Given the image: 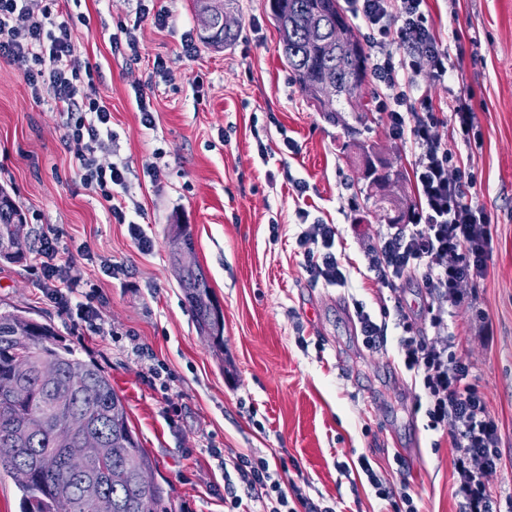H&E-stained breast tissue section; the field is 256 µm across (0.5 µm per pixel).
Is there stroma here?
<instances>
[{
  "instance_id": "obj_1",
  "label": "stroma",
  "mask_w": 512,
  "mask_h": 512,
  "mask_svg": "<svg viewBox=\"0 0 512 512\" xmlns=\"http://www.w3.org/2000/svg\"><path fill=\"white\" fill-rule=\"evenodd\" d=\"M167 27L136 21L133 0H82L74 8L77 55L97 65L112 109L114 139L102 163L128 168L136 207L110 221L83 187L61 119L32 97L20 71L0 61V186L22 209L28 237L19 260L0 258V310L51 323L59 344L81 349L109 375L154 464L173 512H224V462L238 452L268 460L282 484L296 483L334 512H390L358 466L367 456L420 512H457L448 434L428 428L414 405L422 390L403 366L395 330L380 348L363 344L349 311L394 291L421 331L429 298L416 280L387 288L364 251L386 226L365 204L360 146L403 172L393 191L416 206L411 146L388 135L381 112L336 124L294 83L268 0H233L236 40L222 51L184 55L199 36L192 0H164ZM429 18L454 65L416 81L452 123L448 100L466 99L479 144L446 135L473 172L469 197L494 226L484 275L465 284L448 324L470 362V380L499 425L500 460L486 476L492 496L512 498V0H428ZM137 25L139 59L112 50L121 25ZM163 58L167 74L153 68ZM151 99L145 129L136 89ZM292 140L296 151H287ZM163 168L162 183L151 167ZM304 184L297 196L294 183ZM336 225V250L350 272L343 286L311 282L296 244L299 209ZM152 237L137 248L129 222ZM188 226L194 258L224 311V346L201 336L172 264L171 231ZM52 229L59 257L95 291L96 315L75 320L47 297L35 270L40 233ZM164 363L167 385L146 379Z\"/></svg>"
}]
</instances>
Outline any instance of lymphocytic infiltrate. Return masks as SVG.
Returning <instances> with one entry per match:
<instances>
[{"label": "lymphocytic infiltrate", "mask_w": 512, "mask_h": 512, "mask_svg": "<svg viewBox=\"0 0 512 512\" xmlns=\"http://www.w3.org/2000/svg\"><path fill=\"white\" fill-rule=\"evenodd\" d=\"M372 51L377 105L386 116L392 139L414 149L412 174L419 204L412 223L389 225L376 245L365 252L367 267L381 283L419 279L432 296L426 307L433 336L417 330L403 307L381 306L372 316L363 303L355 312L368 348L384 340L381 322L394 318L406 371L420 381L428 426L448 432L456 450L455 496L459 512H512V498L494 502L483 480L499 460V427L484 398L469 383L470 365L448 331V309L463 300L462 286L481 276L493 241V226L484 209L468 200L471 177L455 162L444 142L443 120L427 89H416L423 67L444 79L452 64L447 47L429 22L426 0H348ZM405 46L394 55L393 44ZM0 61L15 65L35 98H49L63 119L64 138L79 163L81 181L104 204L109 217L125 223L127 207L115 198L126 189L125 166L102 164L99 150L111 142L112 111L97 91L99 71L74 48L73 16L66 0H0ZM299 218L308 216L299 210ZM332 224L307 223L297 236L308 278L328 285L346 281L333 247ZM53 230L42 234L39 271L49 286L47 296L63 313L86 320L93 316L94 294L83 291L81 279L58 259ZM240 488H228L227 512H240L244 501L259 503L264 512H294L297 501L308 512H333L311 505L297 485L283 487L262 457L237 453L232 458Z\"/></svg>", "instance_id": "obj_1"}]
</instances>
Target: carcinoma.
Listing matches in <instances>:
<instances>
[{"label": "carcinoma", "mask_w": 512, "mask_h": 512, "mask_svg": "<svg viewBox=\"0 0 512 512\" xmlns=\"http://www.w3.org/2000/svg\"><path fill=\"white\" fill-rule=\"evenodd\" d=\"M193 2L195 10L207 11L213 18L212 33L204 43L218 50L230 45L237 32L224 25V0ZM269 10L281 36L284 62L303 93L313 96L331 78L337 100L350 104L360 98L369 76L368 56L340 0H269ZM315 24L316 42L310 38ZM394 176L385 162L373 172L365 168L362 173L366 200L385 212L389 224H399L404 217L402 200L387 193ZM22 236L21 210L0 188V257L21 259L22 253L13 251V246ZM179 281L199 332L220 337L215 345L223 346L224 325L213 317L212 290L204 271L198 266L183 269ZM20 334L30 338L23 356L16 352ZM47 363L60 370L51 385L40 379V369ZM15 381L23 384L24 395L19 398L10 393ZM73 413L86 415L90 432L100 434L106 447L116 449L108 460L91 468V474L112 493L114 512H143L149 501L159 512H168L160 485L146 494L130 476L132 470H153L152 461L105 371L84 359L81 350L58 344L52 325L0 311V471L13 476L19 468L29 470V480L17 482L23 512H53L55 499L64 493L73 497L74 512H93L77 495L78 480L65 470L68 446L58 442Z\"/></svg>", "instance_id": "obj_1"}]
</instances>
